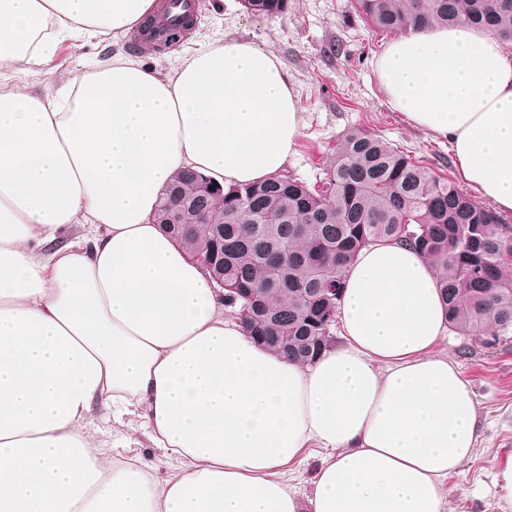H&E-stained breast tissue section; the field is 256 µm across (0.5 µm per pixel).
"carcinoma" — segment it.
<instances>
[{
    "label": "carcinoma",
    "mask_w": 512,
    "mask_h": 512,
    "mask_svg": "<svg viewBox=\"0 0 512 512\" xmlns=\"http://www.w3.org/2000/svg\"><path fill=\"white\" fill-rule=\"evenodd\" d=\"M247 12L277 17L288 0H243ZM375 34L465 22L512 41V0H353ZM201 204L196 177L175 176L154 212L190 258L205 259L224 281V306L262 348L313 363L333 343L341 268L365 247L401 240L438 271L448 328L461 335L512 331V241L505 219L454 182L374 134L336 140L314 182L279 173L224 190L215 223L196 224L187 207L172 217L171 199Z\"/></svg>",
    "instance_id": "1"
}]
</instances>
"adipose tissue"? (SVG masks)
I'll return each instance as SVG.
<instances>
[{"instance_id": "ef3b65f1", "label": "adipose tissue", "mask_w": 512, "mask_h": 512, "mask_svg": "<svg viewBox=\"0 0 512 512\" xmlns=\"http://www.w3.org/2000/svg\"><path fill=\"white\" fill-rule=\"evenodd\" d=\"M157 0H0V73L77 35L143 29ZM377 72L512 212V51L465 24L410 30ZM302 116L283 63L242 40L165 74L117 52L58 94L0 89V512H447L479 437L437 348L438 276L403 241L343 267L339 340L303 365L226 321L208 273L156 224L171 177L286 167ZM137 415L170 471L104 451L92 414ZM317 446L312 489L294 473Z\"/></svg>"}]
</instances>
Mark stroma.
I'll return each mask as SVG.
<instances>
[{"label": "stroma", "mask_w": 512, "mask_h": 512, "mask_svg": "<svg viewBox=\"0 0 512 512\" xmlns=\"http://www.w3.org/2000/svg\"><path fill=\"white\" fill-rule=\"evenodd\" d=\"M195 24L179 42L145 47L137 32L117 41L146 67L173 71L200 45L224 39L246 40L272 51L283 62L296 91L304 126L288 161L287 172L311 182L319 174L338 137L352 129L381 135L423 161L437 175L462 184L448 142L411 125L390 106L380 86L376 62L388 39L373 34L353 10L352 0H289L288 11L273 18L246 12L241 0H195ZM97 41L80 38L58 45L44 68H29L0 77V86L55 94L80 80L89 63L111 53ZM439 352L449 355L469 379L478 402L481 437L474 457L460 475L449 478V508L471 505L473 512H500L493 475L512 453V338L495 346L479 336L447 332ZM107 447L122 457H141L161 465V453L125 420H108Z\"/></svg>", "instance_id": "obj_1"}]
</instances>
